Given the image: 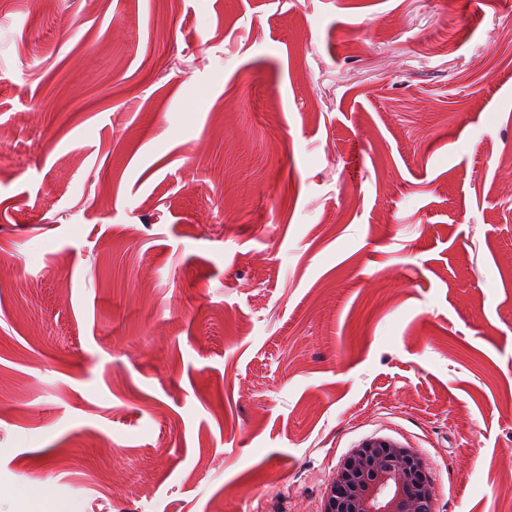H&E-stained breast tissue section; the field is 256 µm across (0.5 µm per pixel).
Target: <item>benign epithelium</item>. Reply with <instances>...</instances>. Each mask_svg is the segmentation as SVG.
Segmentation results:
<instances>
[{"label":"benign epithelium","instance_id":"benign-epithelium-1","mask_svg":"<svg viewBox=\"0 0 512 512\" xmlns=\"http://www.w3.org/2000/svg\"><path fill=\"white\" fill-rule=\"evenodd\" d=\"M433 485L417 455L399 443L364 441L330 479L324 512H424Z\"/></svg>","mask_w":512,"mask_h":512}]
</instances>
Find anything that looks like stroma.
Masks as SVG:
<instances>
[{"label": "stroma", "mask_w": 512, "mask_h": 512, "mask_svg": "<svg viewBox=\"0 0 512 512\" xmlns=\"http://www.w3.org/2000/svg\"><path fill=\"white\" fill-rule=\"evenodd\" d=\"M0 130V512H512V0H0ZM433 485L417 455L399 443L364 441L330 479L324 512H423Z\"/></svg>", "instance_id": "35a3bbf8"}]
</instances>
